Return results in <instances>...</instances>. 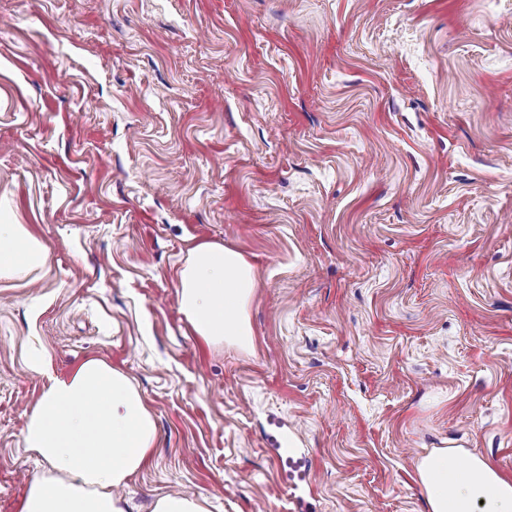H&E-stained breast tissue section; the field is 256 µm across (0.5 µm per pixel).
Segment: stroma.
Returning a JSON list of instances; mask_svg holds the SVG:
<instances>
[{
	"instance_id": "obj_1",
	"label": "stroma",
	"mask_w": 512,
	"mask_h": 512,
	"mask_svg": "<svg viewBox=\"0 0 512 512\" xmlns=\"http://www.w3.org/2000/svg\"><path fill=\"white\" fill-rule=\"evenodd\" d=\"M0 216L46 247L0 281V512L36 353L137 384L126 512H426L434 448L512 478V0H0ZM199 242L257 271L252 349L179 311ZM152 512H209L203 496L164 494L153 503Z\"/></svg>"
}]
</instances>
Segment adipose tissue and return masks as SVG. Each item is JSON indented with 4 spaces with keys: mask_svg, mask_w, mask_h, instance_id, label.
I'll use <instances>...</instances> for the list:
<instances>
[{
    "mask_svg": "<svg viewBox=\"0 0 512 512\" xmlns=\"http://www.w3.org/2000/svg\"><path fill=\"white\" fill-rule=\"evenodd\" d=\"M44 244L27 225L0 222V279L41 267ZM253 265L239 251L202 242L179 271V309L207 345L251 347ZM152 413L129 376L91 357L65 377L49 376L23 438L44 464L28 483L20 512H125L116 490L148 461L156 441ZM435 448L416 464L429 512H512V479L471 457L450 464Z\"/></svg>",
    "mask_w": 512,
    "mask_h": 512,
    "instance_id": "adipose-tissue-1",
    "label": "adipose tissue"
}]
</instances>
